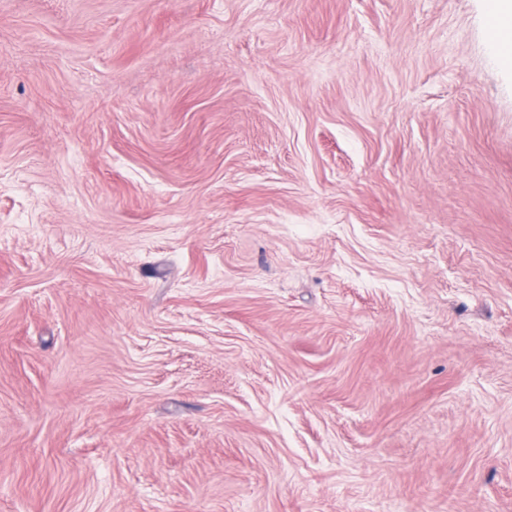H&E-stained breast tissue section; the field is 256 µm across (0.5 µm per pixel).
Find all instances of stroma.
Segmentation results:
<instances>
[{"label":"stroma","instance_id":"35a3bbf8","mask_svg":"<svg viewBox=\"0 0 512 512\" xmlns=\"http://www.w3.org/2000/svg\"><path fill=\"white\" fill-rule=\"evenodd\" d=\"M487 22L0 0V512H512Z\"/></svg>","mask_w":512,"mask_h":512}]
</instances>
